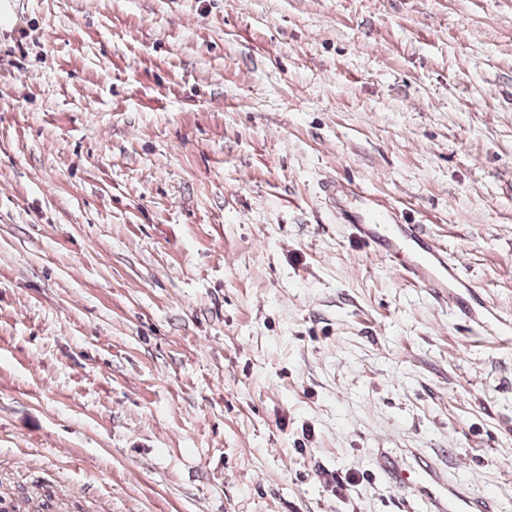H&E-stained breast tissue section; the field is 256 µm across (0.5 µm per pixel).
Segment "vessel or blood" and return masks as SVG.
<instances>
[{
    "mask_svg": "<svg viewBox=\"0 0 512 512\" xmlns=\"http://www.w3.org/2000/svg\"><path fill=\"white\" fill-rule=\"evenodd\" d=\"M363 206L351 215L357 237L379 257L395 256L405 243L418 247V258L408 265L407 278L433 296L447 300L449 310L470 332L477 333L495 319L496 311L481 296L477 286L449 262L444 248L418 224L396 223L394 210L375 195L361 193ZM417 481L405 476L400 457L387 449L376 451L374 465L389 485L418 502L420 512H494L490 495L467 496L430 457H413Z\"/></svg>",
    "mask_w": 512,
    "mask_h": 512,
    "instance_id": "obj_1",
    "label": "vessel or blood"
}]
</instances>
